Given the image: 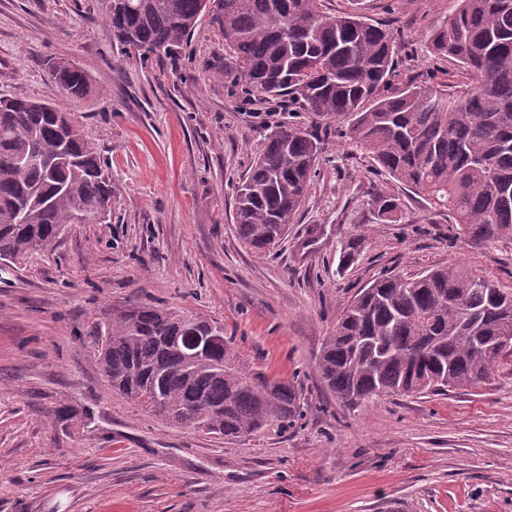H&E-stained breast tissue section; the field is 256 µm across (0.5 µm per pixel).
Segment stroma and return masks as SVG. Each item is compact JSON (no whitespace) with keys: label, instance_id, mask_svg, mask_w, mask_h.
<instances>
[{"label":"stroma","instance_id":"stroma-1","mask_svg":"<svg viewBox=\"0 0 512 512\" xmlns=\"http://www.w3.org/2000/svg\"><path fill=\"white\" fill-rule=\"evenodd\" d=\"M107 0H0V97L46 98L66 59L91 94L72 120L112 179L104 219L0 266V512H512V369L472 392L349 408L317 358L342 310L387 274L448 265L512 287V243L473 248L445 215L306 112L225 84L224 36L202 17L177 58L114 42ZM395 46L385 92L462 90L428 33L449 0H324ZM325 129L311 191L284 238H238L236 186L282 119ZM401 200L380 223L377 200ZM357 239L352 260L340 247ZM133 303L224 325L237 360L297 385L296 425L224 439L166 424L113 392L94 334Z\"/></svg>","mask_w":512,"mask_h":512}]
</instances>
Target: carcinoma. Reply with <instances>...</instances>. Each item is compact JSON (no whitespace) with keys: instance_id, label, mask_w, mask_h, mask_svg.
I'll return each mask as SVG.
<instances>
[{"instance_id":"obj_1","label":"carcinoma","mask_w":512,"mask_h":512,"mask_svg":"<svg viewBox=\"0 0 512 512\" xmlns=\"http://www.w3.org/2000/svg\"><path fill=\"white\" fill-rule=\"evenodd\" d=\"M429 51L467 76L466 91L409 85L383 96L394 48L388 31L323 0H216L224 34V81L248 96L288 103L340 124L375 168L423 197L475 248L512 241V0H452ZM203 0H108L115 40L148 57L187 45ZM54 94H90L85 72L54 67ZM47 99H0V261L56 242L82 214L112 197L107 165ZM320 142L294 124L267 137L238 188L235 229L262 253L288 231L311 189ZM30 153L44 159L29 163ZM398 199L378 201L382 222ZM224 325L156 306H127L97 335L100 372L112 390L173 426L225 438L295 422L294 385L252 372L228 341L190 354L192 336ZM512 288L460 267L385 276L343 310L317 368L336 399L359 407L379 396L469 391L512 358Z\"/></svg>"}]
</instances>
